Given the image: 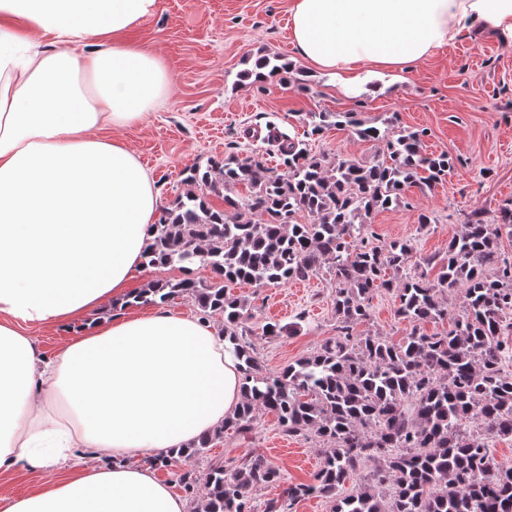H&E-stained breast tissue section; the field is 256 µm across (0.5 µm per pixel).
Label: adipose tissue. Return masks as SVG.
Instances as JSON below:
<instances>
[{
	"instance_id": "adipose-tissue-1",
	"label": "adipose tissue",
	"mask_w": 512,
	"mask_h": 512,
	"mask_svg": "<svg viewBox=\"0 0 512 512\" xmlns=\"http://www.w3.org/2000/svg\"><path fill=\"white\" fill-rule=\"evenodd\" d=\"M158 7L0 0V472L54 475L0 512H189L142 460L212 434L241 400L237 361L196 318L102 320L49 360L29 334L121 300L141 262L154 180L97 130L165 95L163 63L124 38ZM290 26L347 89L357 66L410 70L470 31L512 41V0H293ZM95 453L108 463L88 466Z\"/></svg>"
}]
</instances>
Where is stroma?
I'll return each mask as SVG.
<instances>
[{
    "label": "stroma",
    "instance_id": "obj_1",
    "mask_svg": "<svg viewBox=\"0 0 512 512\" xmlns=\"http://www.w3.org/2000/svg\"><path fill=\"white\" fill-rule=\"evenodd\" d=\"M291 0H160L156 14L131 31L141 48L163 61L169 93L139 124L100 129L132 151L151 172L161 206L171 205L185 187L182 172L229 155L257 153L275 172H283L280 150L249 138V130L276 124L287 141L310 153L359 164L383 159L381 145L360 139L352 128L332 126L311 133V112H354L366 124L391 133H423L425 152L448 154L453 167L433 186H405L399 205L375 212L368 227L374 244L407 241L412 262L444 255L471 214L488 224L512 209V44L486 34L462 38L412 71L366 68L351 92L338 88L336 75L305 68V86L277 82L258 86L242 79L257 54L297 61L289 18ZM429 224H421V216ZM297 291L293 284L258 288L232 285V294L250 304L248 340L264 374L281 371L315 351L336 334V282L327 271ZM293 325L295 334L269 336L265 324ZM364 330L400 341L411 331L397 317L395 297L378 290ZM325 446L314 434L290 436L273 414L259 412L255 429L243 438L225 431L192 464L177 461L156 468L158 478L180 492L186 471L203 476L212 461L225 469L258 455L278 467L280 483L252 492L257 512L281 498L289 483L313 482Z\"/></svg>",
    "mask_w": 512,
    "mask_h": 512
}]
</instances>
